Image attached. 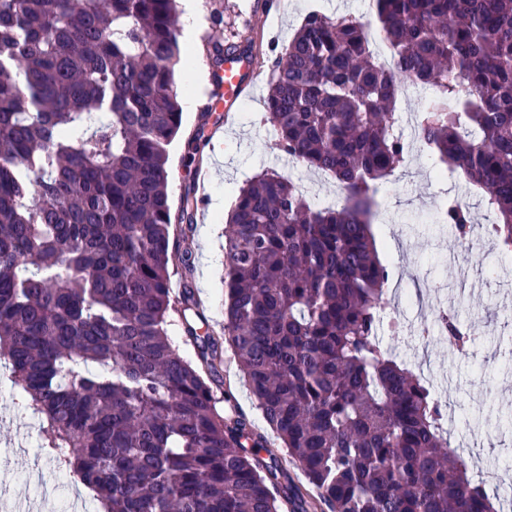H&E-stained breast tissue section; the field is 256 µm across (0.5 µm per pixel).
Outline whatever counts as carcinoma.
Here are the masks:
<instances>
[{
	"mask_svg": "<svg viewBox=\"0 0 512 512\" xmlns=\"http://www.w3.org/2000/svg\"><path fill=\"white\" fill-rule=\"evenodd\" d=\"M372 12L393 67L360 19L310 12L268 82L276 148L344 200L318 207L267 172L239 188L221 342L195 326L185 234L170 288L171 233L198 207L188 190L173 210L167 191L187 66L177 0H0V360L40 448L98 512H499L430 388L377 339L390 270L371 226L413 83L432 90L416 118L438 175L481 193L512 256V0H372ZM209 54L257 61L250 40ZM440 219L460 242L476 224L455 200ZM438 320L467 352L470 329L452 311ZM228 351L286 457L264 458L265 435L219 408Z\"/></svg>",
	"mask_w": 512,
	"mask_h": 512,
	"instance_id": "cac0c4a2",
	"label": "carcinoma"
}]
</instances>
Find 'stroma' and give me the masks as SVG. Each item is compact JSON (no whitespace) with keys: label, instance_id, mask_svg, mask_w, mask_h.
Listing matches in <instances>:
<instances>
[{"label":"stroma","instance_id":"35a3bbf8","mask_svg":"<svg viewBox=\"0 0 512 512\" xmlns=\"http://www.w3.org/2000/svg\"><path fill=\"white\" fill-rule=\"evenodd\" d=\"M203 23L196 45L205 59V43L243 44L256 38L285 45L303 18L318 10L328 17L353 15L372 21L370 0H200ZM267 59L255 76L253 93L235 106L228 123L203 109L213 85L208 68H200L195 107L185 113L183 126L169 155L168 192L179 205L186 189L206 171L191 237L198 297L210 328L224 322V235L204 239L202 227L212 216L214 199H228L263 171L282 172L289 162L275 145L265 121L264 96L274 75ZM437 164L418 152L409 173L380 190L373 225L381 260L392 270L389 290L408 294L398 307L399 330L380 325L378 339L413 371H424L431 385L447 388V426L454 445L469 457L476 480L495 476L512 484V259L493 238H485L479 253L461 248L450 225L439 223L440 205L450 197L470 201L480 224L494 214L481 205L479 194L464 180L436 174ZM451 298L462 324L472 333L467 354L449 351L437 333L440 298ZM224 388L233 411L246 416L267 436L265 456L282 458L286 450L256 408L233 359L222 366ZM18 404L12 391L0 394V512H64L89 492L79 478L58 468L40 448L35 430L14 416Z\"/></svg>","mask_w":512,"mask_h":512}]
</instances>
